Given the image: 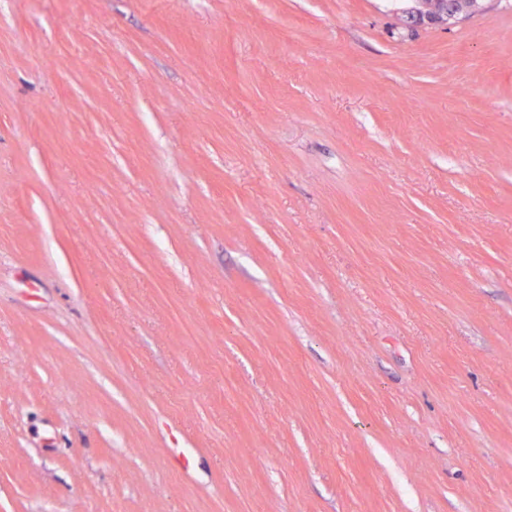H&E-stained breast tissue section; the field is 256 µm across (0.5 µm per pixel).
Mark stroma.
Here are the masks:
<instances>
[{
  "mask_svg": "<svg viewBox=\"0 0 512 512\" xmlns=\"http://www.w3.org/2000/svg\"><path fill=\"white\" fill-rule=\"evenodd\" d=\"M0 0V512H512V0ZM408 15V22L411 27L424 24L449 25L461 19L462 11L455 9L448 10V0H432L424 12H416Z\"/></svg>",
  "mask_w": 512,
  "mask_h": 512,
  "instance_id": "obj_1",
  "label": "stroma"
}]
</instances>
